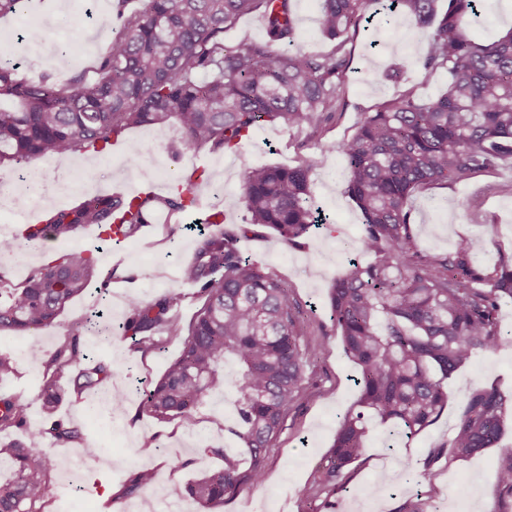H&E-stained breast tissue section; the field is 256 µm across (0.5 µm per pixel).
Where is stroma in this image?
<instances>
[{
    "mask_svg": "<svg viewBox=\"0 0 512 512\" xmlns=\"http://www.w3.org/2000/svg\"><path fill=\"white\" fill-rule=\"evenodd\" d=\"M297 43L309 53L328 52L332 44L320 32L319 0H292ZM480 16L470 33L477 41L490 42L512 29V0H479ZM46 31L39 44L22 41L29 25ZM119 23L114 0H25L17 13L0 17V48L12 55L22 71L59 78L84 75L94 79L99 59L112 46ZM353 61L346 78L343 105L329 126L313 131L266 125L253 132L241 148L225 153H186L175 123L132 128L106 150L76 152L67 158L76 175L59 199L68 205L96 191L122 189L136 193L141 184H163V171L188 174L205 168L213 193H202L198 208L175 215L169 223L152 219L139 234L121 246L94 238L92 227L83 228L66 241H49L23 250L9 264L6 279L20 287L29 271L56 253L87 250L101 265L112 268L109 286L92 282L86 293L69 303L57 326L18 334L0 332V354L17 362L16 371L0 378V396L14 395L28 406L29 422L42 425L46 416L39 400L46 378L42 365L32 364L26 352L39 346L53 354L67 329L91 312L101 310L116 324L127 321L129 301L155 299L164 291L182 295L174 315L188 326L201 306L198 289L180 277L181 266L196 248L192 229L212 210L224 213L227 228H246L240 248L263 268L278 274L288 285V296L301 305L303 345L312 349L305 358L304 388L289 410L282 430L271 443L260 484H245L223 502L201 508L186 494V486L204 472L221 467L220 457L208 453L211 445L243 453L244 448L224 427L233 419L226 401H213L203 409L192 428L178 421L159 422L140 411L144 390L157 382L182 349V338L156 335L154 348H138L134 338L119 336L112 343L86 332L82 348L92 357L115 364L112 386L127 392L120 405H106L100 392L90 391L82 403L62 400L56 416L80 432L76 442L62 446L46 440L44 452L52 468L47 497L48 512H100L101 501L111 500L112 512H164L169 501L186 512H305L329 453L339 417L353 406L359 391L353 382L354 364L345 356L342 341L328 308V292L336 276L347 268L348 256L361 263L372 260L360 251L361 215L347 197L345 160L337 146L355 131L363 113L407 91L429 99L448 86L444 71L417 68L406 80L386 79V71L403 59L421 58L426 33L406 18L387 25L380 20L361 24L347 44ZM137 141L141 158L137 166L126 162L127 141ZM313 160L311 192L326 222L286 245L270 228L254 225L240 200V177L251 167L295 166ZM412 221L420 246L430 252L452 251L458 238L478 237L485 246L481 260L512 263V159L474 177L464 185L440 183L419 189L412 203ZM505 336L494 351L480 355L448 382L451 403L440 419L408 438L391 433L389 426L373 424L363 456L350 467V479L336 496V512H400L408 505L420 512H512V496L496 492V470L503 448L512 447V420L501 446L472 458L441 456L428 462V451L448 444L457 418L455 401L476 387L498 386L512 394V304L499 314ZM187 460L185 468L168 465L173 457ZM156 471L151 488L127 495L125 480L140 467ZM428 470L427 480L406 482V470Z\"/></svg>",
    "mask_w": 512,
    "mask_h": 512,
    "instance_id": "1",
    "label": "stroma"
}]
</instances>
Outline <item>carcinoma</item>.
Here are the masks:
<instances>
[{"label":"carcinoma","instance_id":"1","mask_svg":"<svg viewBox=\"0 0 512 512\" xmlns=\"http://www.w3.org/2000/svg\"><path fill=\"white\" fill-rule=\"evenodd\" d=\"M382 0H321L320 27L334 42L327 53L295 47L291 0H141L125 14L91 81L37 77L0 62V99L20 101L0 108V165L80 150L100 152L127 129L175 120L187 151L240 148L263 124L316 131L336 119L350 68L347 34L359 28L369 3ZM387 21L407 15L427 32V51L404 61L389 77L400 82L414 67L448 73V89L433 100L412 93L366 112L355 134L339 150L348 171L346 194L363 216L360 243L373 261H349L329 297L332 321L346 356L356 365V404L337 422L332 450L320 472L318 504L306 512H335L336 494L349 479L348 467L366 448L370 426L392 424L415 436L448 405V380L502 340L500 308L512 304V266H480L479 240L463 237L447 253H426L411 226L414 193L436 183L466 184L512 157V31L487 44L467 29L478 16V0H389ZM259 13L263 40L224 46V31L241 17ZM311 161L293 167L261 166L241 176V199L251 223L275 229L291 245L306 235L315 216L310 203ZM204 172L193 170L169 196H125L99 192L72 206L45 212L30 242L45 236L72 238L98 225L124 238L135 236L157 210L179 214L196 206ZM212 229L199 236L182 279L199 287L202 305L187 330L180 355L145 394L141 409L160 421L197 423L206 402L230 392L236 423L230 429L249 455V468L221 446L207 452L224 466L191 481L187 495L202 506L224 501L246 483L264 478L266 449L282 430L290 406L304 388L300 310L288 284L241 252L240 234L226 229L224 213L209 214ZM112 279L97 258L64 252L35 268L19 288L0 290V331L28 332L53 326L73 298L94 278ZM181 295L166 291L152 301L130 300L124 331L141 336L143 348L165 332L181 335L170 313ZM79 329L62 337L48 358L32 349L34 362L60 369L80 359ZM237 368L225 371L228 359ZM112 363L89 362L72 379L73 393L107 385ZM64 387L56 374L39 398L53 416ZM512 397L497 387L470 392L461 402L448 449H429V462L443 452L469 457L496 446ZM27 429L26 438L0 448L11 474L0 480V512H44L50 485L43 450L80 438L60 419L28 427L27 404L0 396V432ZM155 473L140 470L125 493L152 486ZM497 488L512 495V448L497 468Z\"/></svg>","mask_w":512,"mask_h":512}]
</instances>
